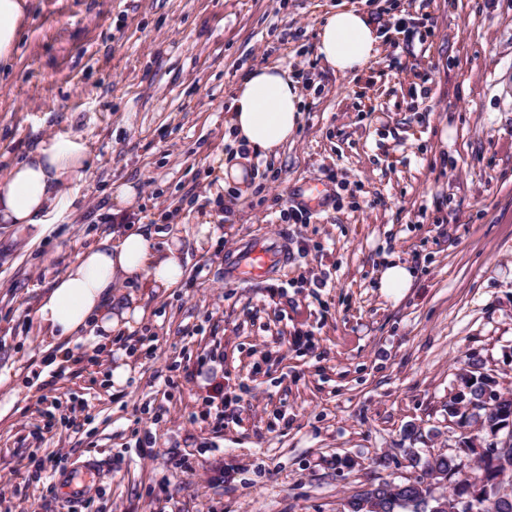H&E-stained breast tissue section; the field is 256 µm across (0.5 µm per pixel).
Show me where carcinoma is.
Returning a JSON list of instances; mask_svg holds the SVG:
<instances>
[{
  "instance_id": "1",
  "label": "carcinoma",
  "mask_w": 512,
  "mask_h": 512,
  "mask_svg": "<svg viewBox=\"0 0 512 512\" xmlns=\"http://www.w3.org/2000/svg\"><path fill=\"white\" fill-rule=\"evenodd\" d=\"M460 379L465 396L472 404L471 412L458 413L452 402L448 403V412L459 417L463 427L474 424L481 431L500 428L507 432L508 426L512 425V389L503 388L497 399L485 402L488 375L481 371L480 360L475 358ZM424 470L431 476L439 473L448 476V502L457 499L469 502V507L461 512H487L485 502L498 495V477L504 473L512 474V444L499 449L492 457L479 458L477 469L471 472L463 470L457 457L442 454L426 459ZM372 487L384 512H430L427 499L432 488L417 479L399 483L379 481L372 483Z\"/></svg>"
}]
</instances>
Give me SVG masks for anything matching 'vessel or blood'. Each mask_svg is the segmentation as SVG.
I'll list each match as a JSON object with an SVG mask.
<instances>
[{
	"label": "vessel or blood",
	"mask_w": 512,
	"mask_h": 512,
	"mask_svg": "<svg viewBox=\"0 0 512 512\" xmlns=\"http://www.w3.org/2000/svg\"><path fill=\"white\" fill-rule=\"evenodd\" d=\"M288 262V242L285 238L249 239L224 265V277L229 281L266 278L275 268Z\"/></svg>",
	"instance_id": "vessel-or-blood-1"
}]
</instances>
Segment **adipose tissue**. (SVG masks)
<instances>
[{
    "label": "adipose tissue",
    "mask_w": 512,
    "mask_h": 512,
    "mask_svg": "<svg viewBox=\"0 0 512 512\" xmlns=\"http://www.w3.org/2000/svg\"><path fill=\"white\" fill-rule=\"evenodd\" d=\"M26 10L27 0H0V65L13 59ZM379 53L378 31L360 9L339 6L326 12L318 27V54L326 68L342 75L356 73ZM302 104L299 83L287 68L254 69L233 88L227 133L239 146L277 153L296 133ZM86 158L82 137L41 141L0 182V224H32L40 214L68 206L60 188L84 179ZM183 273L178 239L160 244L151 232L112 234L78 255L42 296L31 318L46 349L80 342L104 348L114 330L133 329L145 315L137 301L113 304L114 282L168 289Z\"/></svg>",
    "instance_id": "ef3b65f1"
}]
</instances>
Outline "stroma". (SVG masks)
<instances>
[{"label": "stroma", "mask_w": 512, "mask_h": 512, "mask_svg": "<svg viewBox=\"0 0 512 512\" xmlns=\"http://www.w3.org/2000/svg\"><path fill=\"white\" fill-rule=\"evenodd\" d=\"M344 3L381 36L347 75L317 54ZM272 64L300 82L299 127L247 188L218 186L230 93ZM76 135L74 208L0 224V512H343L436 454L475 469L479 430L448 402L472 356L512 387V0H28L0 70V180ZM122 182L137 199L116 214ZM298 200L310 223H281ZM143 228L178 232L181 282L138 289L147 318L111 349L47 369L41 297L83 249ZM255 235L287 238V265L226 281ZM391 259L414 271L398 299L377 286ZM49 455L63 474L105 459L92 501L35 475Z\"/></svg>", "instance_id": "1"}]
</instances>
